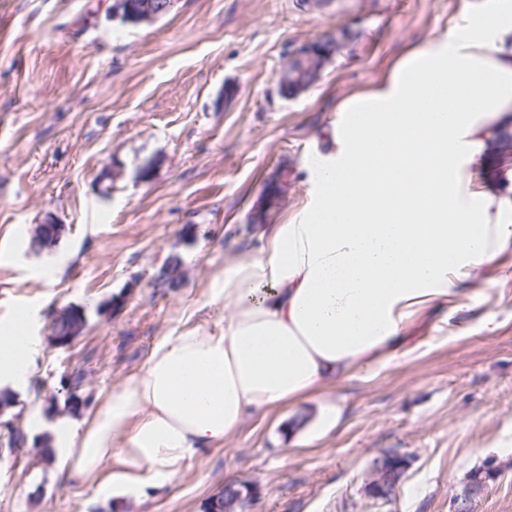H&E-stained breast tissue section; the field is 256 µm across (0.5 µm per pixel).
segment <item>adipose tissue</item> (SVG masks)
<instances>
[{
  "instance_id": "adipose-tissue-1",
  "label": "adipose tissue",
  "mask_w": 512,
  "mask_h": 512,
  "mask_svg": "<svg viewBox=\"0 0 512 512\" xmlns=\"http://www.w3.org/2000/svg\"><path fill=\"white\" fill-rule=\"evenodd\" d=\"M341 133L360 160L344 175L320 159L323 189L300 223L272 225L263 246L232 258L216 300L221 333L164 337L139 372L56 437L57 466L98 482L164 485L198 450L248 417L314 398L393 358L413 317L459 307L456 277L512 241V199L464 183V169L512 123V0L464 13L443 40L411 51L384 88L353 96ZM398 159L395 186L367 179L375 150ZM409 209L421 221L402 223Z\"/></svg>"
}]
</instances>
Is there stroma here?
<instances>
[{
    "label": "stroma",
    "mask_w": 512,
    "mask_h": 512,
    "mask_svg": "<svg viewBox=\"0 0 512 512\" xmlns=\"http://www.w3.org/2000/svg\"><path fill=\"white\" fill-rule=\"evenodd\" d=\"M483 2L177 0L133 26L112 0H0V330L23 319L39 341L0 416V512H206L231 482L250 486L247 512H455L477 474L471 512H512V243L463 277L459 309L410 321L388 363L246 419L164 486L107 494L54 451L57 422L97 408L163 337L223 329L210 294L262 245L266 184L285 180L271 223H297L320 196L315 159L336 154L339 105ZM318 39L334 43L318 79L281 97L277 73ZM49 220L58 242L30 251ZM173 256L170 288L156 274ZM71 306L85 323L55 347ZM12 428L24 447L8 448ZM386 450L407 470L384 502L365 486Z\"/></svg>",
    "instance_id": "35a3bbf8"
}]
</instances>
